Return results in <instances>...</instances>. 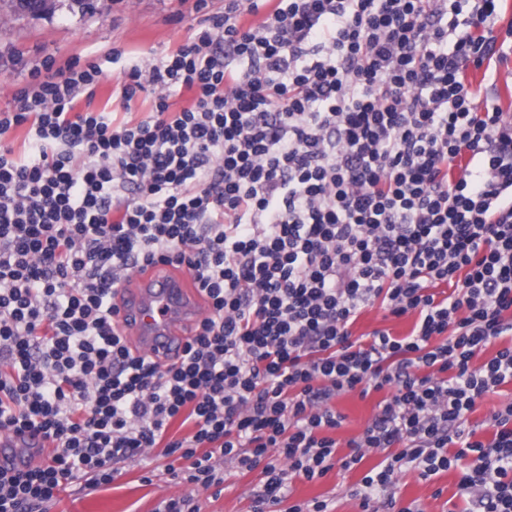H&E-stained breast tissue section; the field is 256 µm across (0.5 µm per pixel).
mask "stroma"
I'll list each match as a JSON object with an SVG mask.
<instances>
[{
	"instance_id": "stroma-1",
	"label": "stroma",
	"mask_w": 512,
	"mask_h": 512,
	"mask_svg": "<svg viewBox=\"0 0 512 512\" xmlns=\"http://www.w3.org/2000/svg\"><path fill=\"white\" fill-rule=\"evenodd\" d=\"M194 4L195 0H95L94 10L84 13L72 8L71 0H51L48 10L37 16H18L0 8V109L14 106L19 92L31 86L32 71L48 60L57 69L74 63L83 67L116 49L122 53V64L155 62L184 43L197 25L202 14ZM467 78L481 96L512 113V53L492 61L488 70H468ZM416 319L413 313L393 317L373 306L359 313L351 331L357 337L377 329L405 336ZM382 398V393L374 392L335 399L337 410L346 417L334 433L339 443L363 432ZM380 459V453L373 451L353 470L336 467L312 481L292 478L279 512L315 499L326 503L327 512H359L349 491ZM169 463V458L153 451L143 460L124 464L110 484L90 487L85 480H76L58 494L49 512H155L161 501L189 494L199 500L204 512H253L254 499L262 489L261 469L247 471L237 462L220 461L224 484L216 495L177 482L166 471ZM459 478L456 468L429 481L411 469L402 473L397 492L403 504L419 505L423 512H462Z\"/></svg>"
}]
</instances>
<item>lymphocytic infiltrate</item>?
<instances>
[{"label": "lymphocytic infiltrate", "mask_w": 512, "mask_h": 512, "mask_svg": "<svg viewBox=\"0 0 512 512\" xmlns=\"http://www.w3.org/2000/svg\"><path fill=\"white\" fill-rule=\"evenodd\" d=\"M496 20L497 0H224L124 71L119 110L79 107L100 64L33 71L0 110V428L55 447L0 466V512H49L154 448L205 489L217 460L262 467L255 512L373 449L361 512H414L399 474L456 467L467 512H512V403L489 441L469 426L512 383V345L472 364L512 335V115L465 81L502 56ZM143 93L149 115L128 120ZM160 265L209 304L171 365L114 320L118 284ZM374 304L417 313L412 332L354 338ZM386 388L338 455L332 399ZM181 416L192 435L168 436Z\"/></svg>", "instance_id": "1"}]
</instances>
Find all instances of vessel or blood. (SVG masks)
I'll return each mask as SVG.
<instances>
[{"mask_svg":"<svg viewBox=\"0 0 512 512\" xmlns=\"http://www.w3.org/2000/svg\"><path fill=\"white\" fill-rule=\"evenodd\" d=\"M118 303L115 320L120 330L135 334L139 351L166 363L179 358L200 317L195 298L182 283L160 275L141 278L135 290L119 289ZM21 445V438L14 431L1 430L0 463L29 465V458L8 454L9 449Z\"/></svg>","mask_w":512,"mask_h":512,"instance_id":"1","label":"vessel or blood"}]
</instances>
